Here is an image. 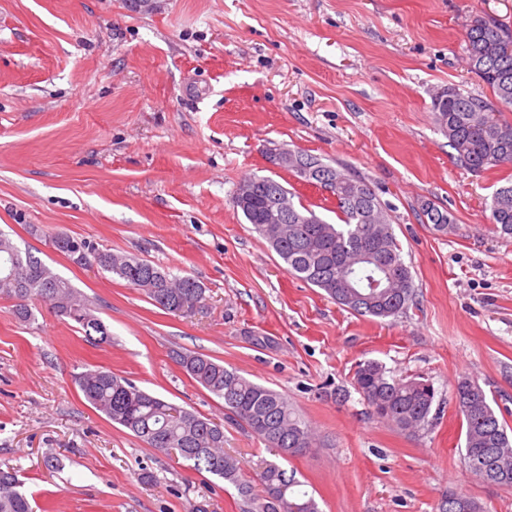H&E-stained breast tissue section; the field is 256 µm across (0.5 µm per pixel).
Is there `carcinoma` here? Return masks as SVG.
Returning a JSON list of instances; mask_svg holds the SVG:
<instances>
[{
    "label": "carcinoma",
    "instance_id": "obj_1",
    "mask_svg": "<svg viewBox=\"0 0 512 512\" xmlns=\"http://www.w3.org/2000/svg\"><path fill=\"white\" fill-rule=\"evenodd\" d=\"M469 68L492 89L501 105L512 108V27L485 13L476 16L467 31ZM435 122L448 137L457 163L474 173L512 164V124L492 112L477 97L448 87L432 99ZM294 154L318 168L324 178L336 180L332 198L340 223L331 224L300 201L281 182L250 177L251 192L233 206L269 244L289 274L324 291L337 304L361 317L386 319L406 311L413 301L410 267L401 256L391 219L374 189L348 169L323 162L305 151ZM423 216L437 231L455 223L448 210L431 203ZM490 223L501 235L512 236V184L496 189ZM60 253L79 265L94 263L142 291L155 306L174 316L201 308L205 288L195 279L133 255L94 248L67 234ZM18 246L0 229V298L13 301V313L23 322L36 315L32 303L44 302L53 312L74 322L86 342L112 343V333L96 308L69 281L32 255L12 256ZM373 255L391 279V288L371 287L378 279L363 254ZM173 361L196 383L224 401V411L284 457L315 445L311 427L300 418L284 394L255 384L202 353L187 349L171 352ZM84 399L112 423L130 431L149 448L175 450L198 473H209L233 486L244 503L242 512H319L309 493L300 489L295 473L278 462L260 463V490L243 478L239 461L224 452V424L180 407L138 387L105 367L88 369L75 377ZM354 385L373 416L404 432L429 423L435 401L433 385L419 377L393 378L375 361L358 364ZM465 426L464 463L484 482L512 487V435L499 420L484 388L457 407ZM17 472L0 467V512H33Z\"/></svg>",
    "mask_w": 512,
    "mask_h": 512
}]
</instances>
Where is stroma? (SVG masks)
I'll return each instance as SVG.
<instances>
[{
	"label": "stroma",
	"instance_id": "stroma-1",
	"mask_svg": "<svg viewBox=\"0 0 512 512\" xmlns=\"http://www.w3.org/2000/svg\"><path fill=\"white\" fill-rule=\"evenodd\" d=\"M483 13L512 23V0H0V226L112 334L94 346L47 306L26 324L0 299V465L19 470L35 512H241L232 487L146 447L74 382L105 367L222 422L254 479L271 451L172 361L179 348L288 397L318 443L285 466L320 512H438L448 490L512 512V488L466 469L453 397L460 377L476 380L512 430V238L489 222L512 166H459L431 109L449 86L494 102L467 65ZM275 147L370 182L414 278L404 314L337 305L234 209L239 182L269 176L335 221L334 201L273 167ZM425 202L453 227L427 224ZM58 232L195 278L203 309L165 313L54 251ZM369 359L433 384L424 430L370 415L353 386Z\"/></svg>",
	"mask_w": 512,
	"mask_h": 512
}]
</instances>
